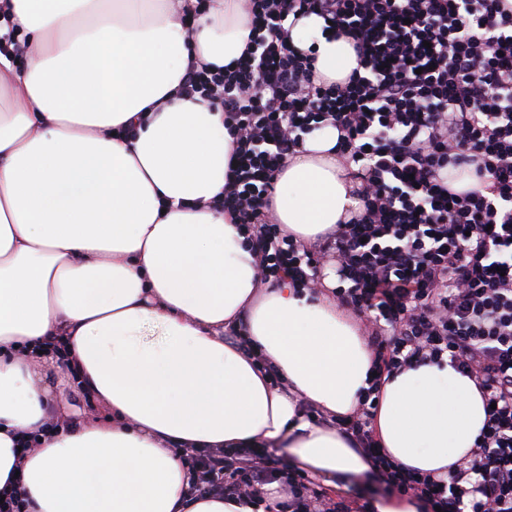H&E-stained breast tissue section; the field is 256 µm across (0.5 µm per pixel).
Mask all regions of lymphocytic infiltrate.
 <instances>
[{
    "mask_svg": "<svg viewBox=\"0 0 512 512\" xmlns=\"http://www.w3.org/2000/svg\"><path fill=\"white\" fill-rule=\"evenodd\" d=\"M246 54L222 69L190 65L184 91L215 104L233 139L217 200L257 258L260 284L317 291L332 264L339 305L364 325L374 376L352 414L330 422L371 464L381 492L424 512H512V0H243ZM317 14L345 35L358 67L316 76L284 22ZM333 126L360 184L359 210L309 245L277 224L276 177L303 137ZM476 184L457 192L448 171ZM450 363L488 405L470 457L446 476L403 467L373 417L384 377ZM194 495L235 497L263 512H374L337 501L265 448H178ZM279 483L285 500L268 499Z\"/></svg>",
    "mask_w": 512,
    "mask_h": 512,
    "instance_id": "1",
    "label": "lymphocytic infiltrate"
}]
</instances>
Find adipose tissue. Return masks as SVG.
Masks as SVG:
<instances>
[{"label":"adipose tissue","instance_id":"adipose-tissue-1","mask_svg":"<svg viewBox=\"0 0 512 512\" xmlns=\"http://www.w3.org/2000/svg\"><path fill=\"white\" fill-rule=\"evenodd\" d=\"M184 4L0 0L29 46L22 70L0 55V497L19 494L24 512H253L191 496L177 446L281 444L330 480L370 469L298 405L354 410L373 361L358 326L331 297L259 291L239 225L213 206L229 177L224 114L182 93L189 62L245 52L242 0H213L190 33ZM324 25L284 23L337 82L356 56ZM337 140L332 126L305 135L277 177L274 215L298 241L360 206ZM231 326L246 343L225 339ZM59 346L101 415L58 404L46 358ZM485 420L473 378L422 365L382 384L375 426L394 460L444 476Z\"/></svg>","mask_w":512,"mask_h":512}]
</instances>
